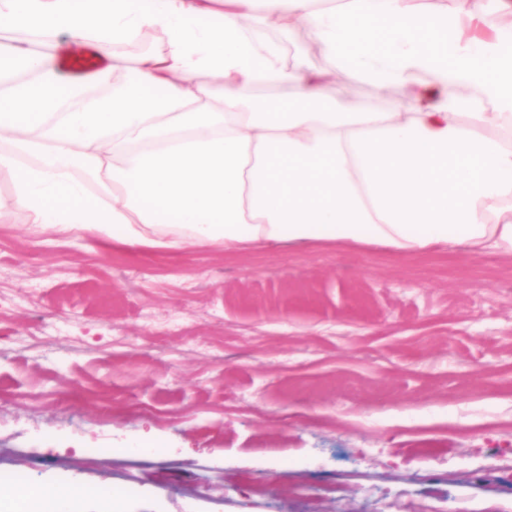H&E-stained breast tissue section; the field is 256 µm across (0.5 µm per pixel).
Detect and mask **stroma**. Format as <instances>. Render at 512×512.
Returning a JSON list of instances; mask_svg holds the SVG:
<instances>
[{
    "label": "stroma",
    "mask_w": 512,
    "mask_h": 512,
    "mask_svg": "<svg viewBox=\"0 0 512 512\" xmlns=\"http://www.w3.org/2000/svg\"><path fill=\"white\" fill-rule=\"evenodd\" d=\"M511 458V254L169 259L0 214V483L80 484L73 512H512Z\"/></svg>",
    "instance_id": "35a3bbf8"
}]
</instances>
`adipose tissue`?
Segmentation results:
<instances>
[{
	"mask_svg": "<svg viewBox=\"0 0 512 512\" xmlns=\"http://www.w3.org/2000/svg\"><path fill=\"white\" fill-rule=\"evenodd\" d=\"M306 22L325 55L360 80L412 88L410 111L326 102L317 81L245 26L258 3ZM481 0H455L452 24L430 0H0V24L110 55L141 30L168 51L65 81L51 53L0 47V213L24 211L58 234L168 257L189 247L233 253L283 243L376 246L397 255L456 247L512 254V48L471 28ZM22 62L29 79L11 75ZM224 92L194 90L200 70ZM111 84L91 100L87 87ZM275 85L276 103L242 88ZM158 88L142 97L141 89ZM437 95H429V88ZM472 113H459V88ZM0 488V512H70Z\"/></svg>",
	"mask_w": 512,
	"mask_h": 512,
	"instance_id": "1",
	"label": "adipose tissue"
}]
</instances>
